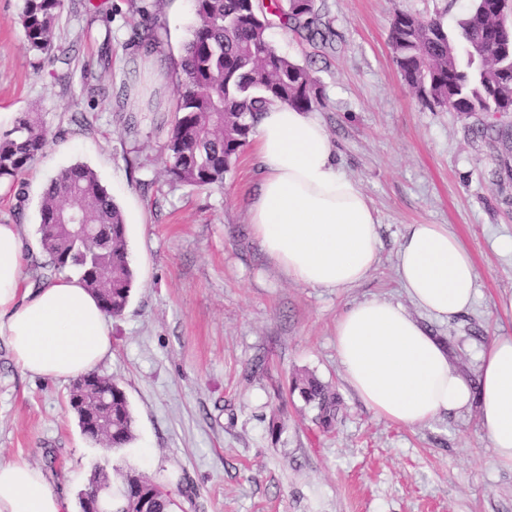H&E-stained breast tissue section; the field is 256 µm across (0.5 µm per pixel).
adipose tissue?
<instances>
[{
  "label": "adipose tissue",
  "mask_w": 512,
  "mask_h": 512,
  "mask_svg": "<svg viewBox=\"0 0 512 512\" xmlns=\"http://www.w3.org/2000/svg\"><path fill=\"white\" fill-rule=\"evenodd\" d=\"M262 177L248 220L267 259L312 288H350L379 261L378 217L354 178L336 166L321 119L275 101L252 135ZM19 225L0 223V339L25 374L72 379L112 353L106 319L79 277L36 288L23 275ZM397 274L411 301L448 321L472 305L477 267L444 224H412L397 253ZM335 347L358 398L388 422L413 428L478 401L498 466L512 470V336L482 351L479 384L453 368L448 351L401 304L370 299L336 319ZM0 512H71L42 470L0 456Z\"/></svg>",
  "instance_id": "1"
}]
</instances>
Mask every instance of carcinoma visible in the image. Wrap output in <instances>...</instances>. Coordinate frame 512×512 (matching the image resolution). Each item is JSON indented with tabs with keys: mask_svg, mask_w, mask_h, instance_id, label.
Wrapping results in <instances>:
<instances>
[{
	"mask_svg": "<svg viewBox=\"0 0 512 512\" xmlns=\"http://www.w3.org/2000/svg\"><path fill=\"white\" fill-rule=\"evenodd\" d=\"M142 16L132 28L131 42L145 57L157 53L159 33ZM196 24L180 62V93L166 144L165 172L193 187L224 183L250 141L257 116L280 101L312 112L323 105V91L310 68L282 54L270 41L269 20L260 0H193ZM498 0H472L458 29L448 31L440 19L397 12L390 20L389 45L402 78L431 107L451 112L493 113L502 105L495 95L501 81L512 82V57L500 56L512 45V29L498 21ZM63 0H24L21 25L29 50L49 61L68 56L56 45V26ZM275 13L283 27L308 41L327 43L332 36L316 0H277ZM48 146L43 124L25 114L0 137V181L23 184L22 177ZM89 225L77 236L66 218ZM39 244L47 257L40 276L50 279L66 270L77 272L97 296L103 311L121 315L129 302L134 275L126 249V227L120 208L101 185L95 171L76 163L62 169L46 185L40 202ZM95 382L77 386L70 398L87 410L112 395V429L96 434L76 413L83 435L107 448H124L134 439L132 414L124 388L110 377L93 374ZM316 420L328 429L336 416V396L313 377L294 384ZM119 483L112 493V512H173L168 491L132 467L113 474L96 473L88 489Z\"/></svg>",
	"mask_w": 512,
	"mask_h": 512,
	"instance_id": "1",
	"label": "carcinoma"
}]
</instances>
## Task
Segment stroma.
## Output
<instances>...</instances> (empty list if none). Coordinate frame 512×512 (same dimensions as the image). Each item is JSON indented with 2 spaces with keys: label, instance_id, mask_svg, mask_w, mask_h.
I'll list each match as a JSON object with an SVG mask.
<instances>
[{
  "label": "stroma",
  "instance_id": "obj_1",
  "mask_svg": "<svg viewBox=\"0 0 512 512\" xmlns=\"http://www.w3.org/2000/svg\"><path fill=\"white\" fill-rule=\"evenodd\" d=\"M91 18L65 0L57 41L71 64L27 48L23 0H0V135L37 113L49 146L23 193H0V223L22 227L27 264L43 261L39 199L61 169L83 163L120 207L135 281L125 312L109 319L112 357L100 375L124 388L134 440L107 451L80 431L69 383L33 379L0 340V456L38 466L80 512L95 473L130 466L171 490L175 512H512V470L498 467L477 404L405 428L377 416L344 379L337 315L366 299L410 308L477 380L480 354L512 336V113L429 109L392 59L395 12L440 16L455 28L470 0H317L334 37L324 46L281 24L268 36L307 64L323 89L317 114L336 163L355 178L379 219L380 261L358 286L310 288L271 264L248 205L260 179L246 147L223 187L171 182L163 146L178 69L195 24L193 0H144L157 13L160 53L129 41L127 0H97ZM129 80L124 109L91 103L90 85ZM444 224L479 272L472 308L443 322L413 307L396 272L407 225ZM313 377L338 400L331 429L291 382Z\"/></svg>",
  "mask_w": 512,
  "mask_h": 512
}]
</instances>
